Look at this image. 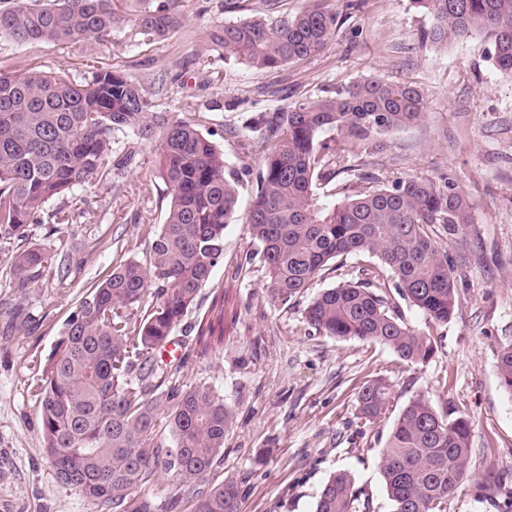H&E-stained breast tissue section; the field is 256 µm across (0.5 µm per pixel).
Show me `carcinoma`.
I'll list each match as a JSON object with an SVG mask.
<instances>
[{
  "label": "carcinoma",
  "mask_w": 512,
  "mask_h": 512,
  "mask_svg": "<svg viewBox=\"0 0 512 512\" xmlns=\"http://www.w3.org/2000/svg\"><path fill=\"white\" fill-rule=\"evenodd\" d=\"M181 0H157L132 18L143 44L182 24ZM432 19L434 44L487 32L490 59L512 76V0H411ZM118 22L113 0H0V36L18 43L64 45L104 41ZM340 24L339 13L319 3L292 16H254L226 22L213 39L221 52L212 73L235 60L265 71L320 54ZM140 86L104 67L76 83L52 71L0 70V234L24 237L42 223L46 204L77 187L93 188L112 169L115 133L160 138L159 170L172 191L149 264L119 259L84 295L65 323L59 346L34 385L43 448L58 483L78 490L99 512H163L142 488L169 478L201 485L224 460L233 412L214 389L152 383L153 370L137 357L164 346L194 305L213 268L224 259V231L236 212L241 177L192 121L168 119ZM424 102L410 85L372 77L334 97L298 101L253 119L263 165L248 215L255 245L249 260L264 268L272 299L288 306L341 256L368 253L380 267L367 278L326 288L304 312L307 326L325 336L382 344L406 364L428 362L431 335L407 326L398 302L371 283L390 271L395 294L431 321L446 323L456 305L455 259L446 244L470 223V202L447 179L404 178L325 206L316 186L334 177L328 168L327 129L363 142L418 122ZM86 200L57 209L55 224H76ZM54 268L40 247L12 251L14 286L31 287ZM157 288V302L146 294ZM140 312L134 319L132 310ZM500 385L512 396V343L497 364ZM392 386L367 381L358 394L359 418L386 414ZM167 430L174 446L156 441ZM468 419L417 395L399 411L380 458L391 512H448L456 487L468 476ZM238 490L222 483L204 492L194 512H239ZM370 508L347 472L324 483L315 512Z\"/></svg>",
  "instance_id": "cac0c4a2"
}]
</instances>
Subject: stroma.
Masks as SVG:
<instances>
[{"label": "stroma", "instance_id": "35a3bbf8", "mask_svg": "<svg viewBox=\"0 0 512 512\" xmlns=\"http://www.w3.org/2000/svg\"><path fill=\"white\" fill-rule=\"evenodd\" d=\"M345 0H326L342 12ZM305 0H246L226 13L224 0H182L181 27L151 44L136 42L129 0H119L120 22L103 44L27 45L0 38V70L32 67L90 77L100 67L137 82L156 111L192 119L212 134L228 167L242 173L237 211L224 232V259L175 328L171 345L156 350L160 375L180 384L211 385L234 412L224 439V461L209 485L235 483L239 512H315L330 475L348 472L370 503L391 512L379 468L394 413L367 428L356 418L361 385L388 378L396 404L428 396L471 423L469 475L448 512H512V396L500 385L498 356L512 342V77L489 57L491 39L479 34L437 46L424 40L428 16L411 0H360L319 55L278 71L225 64L219 79L206 75L216 51L208 36L229 21L265 13L291 16ZM379 77L409 82L421 92L424 115L413 125L374 135L366 144L329 130L335 179L318 186L320 203L369 191L401 178L449 177L473 205L464 232L448 244L456 257V307L447 323L430 322L409 304L404 321L431 333L435 354L423 365H402L387 347L308 332L304 310L322 290L357 282L376 266L366 254L336 258L289 307L274 302L260 263L244 258L253 245L247 216L254 171L263 155L250 120L297 99L335 95L354 81ZM112 174L87 196L78 224L28 225L27 244L57 253L64 275L49 273L26 293L10 283L15 240L0 239V512H94L78 491L59 484L42 445L34 393L36 364L59 343L69 313L112 268L116 253L147 263L171 191L158 170L159 141L116 134ZM357 165L365 180H348ZM224 300V342L202 351L201 323Z\"/></svg>", "mask_w": 512, "mask_h": 512}]
</instances>
